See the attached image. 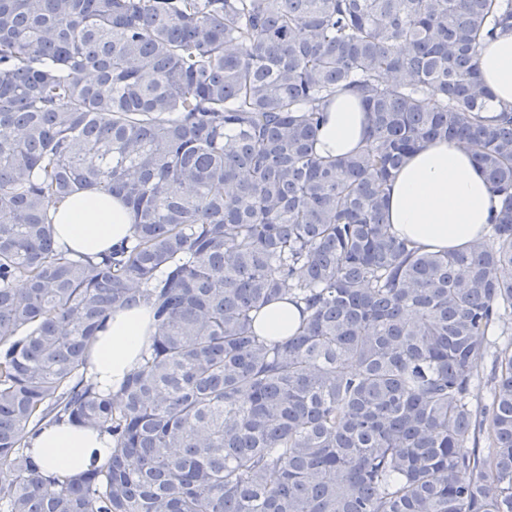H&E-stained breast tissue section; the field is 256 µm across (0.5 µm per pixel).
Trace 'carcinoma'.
Masks as SVG:
<instances>
[{
    "label": "carcinoma",
    "instance_id": "obj_1",
    "mask_svg": "<svg viewBox=\"0 0 512 512\" xmlns=\"http://www.w3.org/2000/svg\"><path fill=\"white\" fill-rule=\"evenodd\" d=\"M508 31L512 0H0V512H512L511 348L471 398L512 318V108L483 118L475 63ZM343 91L366 146L325 160ZM435 139L499 200L465 252L384 223ZM81 190L134 216L95 259L48 222ZM286 296L306 316L269 343ZM141 302L156 336L100 390L87 347ZM63 420L107 463L48 476L21 433ZM301 309L302 305L297 306L288 300L268 305L257 327L259 335L267 341H275L296 333L304 318Z\"/></svg>",
    "mask_w": 512,
    "mask_h": 512
}]
</instances>
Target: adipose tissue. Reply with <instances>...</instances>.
<instances>
[{"label": "adipose tissue", "instance_id": "ef3b65f1", "mask_svg": "<svg viewBox=\"0 0 512 512\" xmlns=\"http://www.w3.org/2000/svg\"><path fill=\"white\" fill-rule=\"evenodd\" d=\"M483 85L491 97L487 116L512 104V33L485 42L477 54ZM368 114L360 97L337 94L325 108L317 151L334 159L359 151L366 142ZM498 201L473 154L445 140L424 143L412 152L387 191L385 223L393 233L425 251L461 250L483 238ZM50 218L55 237L74 256L96 257L130 239L132 217L120 199L83 191L54 205ZM300 306L288 300L268 305L257 327L275 341L294 334L302 324ZM155 335L146 304L113 310L92 342L88 373L100 389L119 388L141 364ZM22 441L48 475L62 479L102 464L112 438L103 430L67 421L41 424L23 432Z\"/></svg>", "mask_w": 512, "mask_h": 512}]
</instances>
